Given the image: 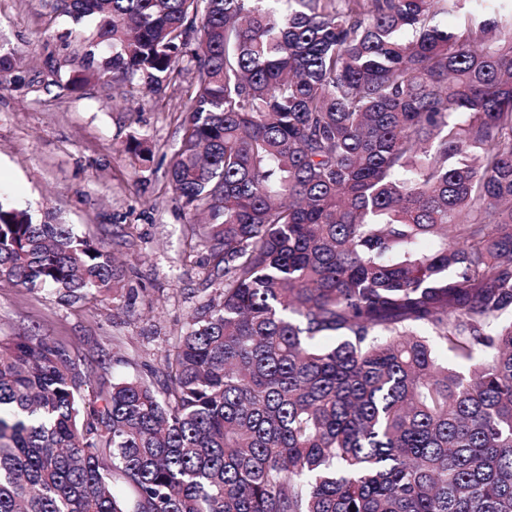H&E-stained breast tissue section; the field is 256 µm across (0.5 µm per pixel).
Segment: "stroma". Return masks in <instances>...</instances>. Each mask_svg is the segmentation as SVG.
<instances>
[{"label":"stroma","instance_id":"stroma-1","mask_svg":"<svg viewBox=\"0 0 512 512\" xmlns=\"http://www.w3.org/2000/svg\"><path fill=\"white\" fill-rule=\"evenodd\" d=\"M91 20L76 23L43 0H0V50L29 81L0 88V195L51 212L103 243L126 275L119 288L73 302L0 280V336L36 335L67 347L87 373L94 401L119 378L148 377L187 321L221 283L192 232L196 217L174 195L168 171L180 147V95L143 99L118 81L71 91ZM152 145L151 162L126 152Z\"/></svg>","mask_w":512,"mask_h":512}]
</instances>
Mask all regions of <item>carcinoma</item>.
Masks as SVG:
<instances>
[{
    "instance_id": "cac0c4a2",
    "label": "carcinoma",
    "mask_w": 512,
    "mask_h": 512,
    "mask_svg": "<svg viewBox=\"0 0 512 512\" xmlns=\"http://www.w3.org/2000/svg\"><path fill=\"white\" fill-rule=\"evenodd\" d=\"M504 2L54 0L109 51L70 86L186 97L169 180L223 288L97 405L67 349L0 338V512H512ZM2 278L125 272L0 200Z\"/></svg>"
}]
</instances>
